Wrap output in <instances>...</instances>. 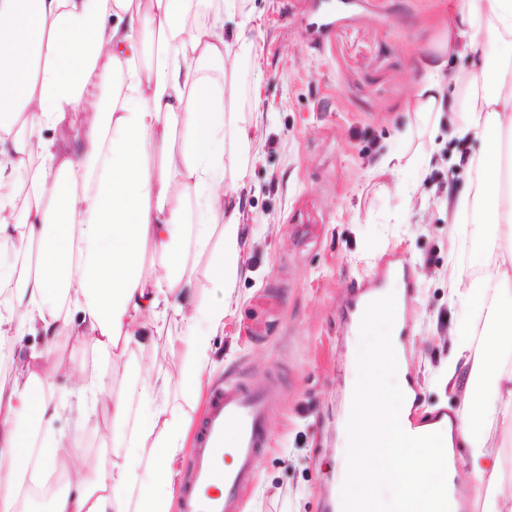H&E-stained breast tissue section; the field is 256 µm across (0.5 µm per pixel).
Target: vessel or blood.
Here are the masks:
<instances>
[{
  "label": "vessel or blood",
  "mask_w": 512,
  "mask_h": 512,
  "mask_svg": "<svg viewBox=\"0 0 512 512\" xmlns=\"http://www.w3.org/2000/svg\"><path fill=\"white\" fill-rule=\"evenodd\" d=\"M274 394V386L242 381L211 390L194 431L179 512H244L245 494L269 446L267 406ZM228 456L233 466H225Z\"/></svg>",
  "instance_id": "b4317fda"
}]
</instances>
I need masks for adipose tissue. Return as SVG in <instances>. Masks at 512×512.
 Masks as SVG:
<instances>
[{
	"mask_svg": "<svg viewBox=\"0 0 512 512\" xmlns=\"http://www.w3.org/2000/svg\"><path fill=\"white\" fill-rule=\"evenodd\" d=\"M198 4L0 0V139L14 148L0 159V281L13 278V257L36 252L20 287L0 301V346L15 332L64 334L119 359L148 346L173 314L182 324L170 344L181 356L180 382L187 397L198 393L228 306L206 298L186 305L196 286L188 260L205 257L209 280L233 291L246 206L238 189L262 148L235 107L238 79L256 57L259 17L247 0H211L204 19ZM448 6L446 45L461 38L470 53V102L460 106L447 89L439 55L426 62L412 109L425 118L449 112L453 134L481 142L474 192L448 200V214L496 258L467 287L448 290L450 306L466 312L448 358V379L466 378L455 433L423 443L404 429L408 368L388 309L358 329L345 445L372 462L343 483L352 512H421L437 499V465L456 445L467 450L481 512H512V488L488 450L490 423L512 433V68L491 71L483 50L501 43L512 59V0ZM148 32L156 44L142 66ZM206 68L220 72V84L203 78ZM148 243L164 257L151 273L143 268ZM382 321L386 334L371 335ZM47 360L34 353L13 361L11 385L0 384V512H16L24 480L43 466L67 476L49 512H171L188 418L168 400L167 379L142 367L134 409L104 377L71 369L76 424L101 413L128 431L105 464L56 435L36 456L33 426L52 432L62 414ZM382 485L391 499L379 494Z\"/></svg>",
	"mask_w": 512,
	"mask_h": 512,
	"instance_id": "adipose-tissue-1",
	"label": "adipose tissue"
}]
</instances>
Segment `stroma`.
Segmentation results:
<instances>
[{
	"label": "stroma",
	"mask_w": 512,
	"mask_h": 512,
	"mask_svg": "<svg viewBox=\"0 0 512 512\" xmlns=\"http://www.w3.org/2000/svg\"><path fill=\"white\" fill-rule=\"evenodd\" d=\"M261 13L257 65L261 109L252 113L263 141L242 193L245 240L234 302L224 332L212 339L207 387L242 379L275 384L268 407L271 448L257 467L244 512H325L339 492L346 458L338 425L346 406L352 345L348 305L388 263L405 266L403 299L407 378L419 414L455 411L462 387L440 386L458 310L448 305L451 270L474 276L484 242L460 237L440 201L474 190L477 139L449 138L408 107L447 36L446 0H250ZM333 14L327 29L319 21ZM433 145L426 174L407 161ZM115 365L91 347L61 336L52 362L55 394L76 402L66 369L95 368L125 384V366L156 360L172 378L169 398L198 420L204 398L190 401L178 381L180 357L167 342ZM55 432L92 455H110L122 429L104 417L75 427L62 416Z\"/></svg>",
	"instance_id": "stroma-1"
}]
</instances>
